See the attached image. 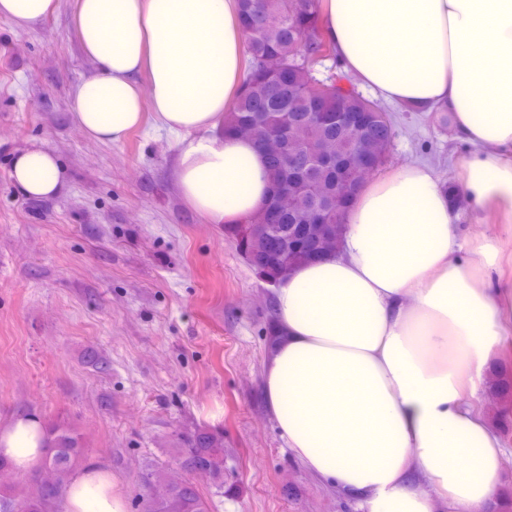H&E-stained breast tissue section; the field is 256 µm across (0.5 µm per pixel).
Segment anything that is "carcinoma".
Wrapping results in <instances>:
<instances>
[{
	"label": "carcinoma",
	"mask_w": 512,
	"mask_h": 512,
	"mask_svg": "<svg viewBox=\"0 0 512 512\" xmlns=\"http://www.w3.org/2000/svg\"><path fill=\"white\" fill-rule=\"evenodd\" d=\"M321 0H238V19L247 37V60L241 92L224 115V130L250 124L259 134L275 127L292 131L298 140L312 139L336 157V164L327 165L307 156L285 160L280 167H268L271 184L270 199L280 187L293 192L300 181L319 183L322 194L313 198L297 195L281 209L276 224L266 223V211L249 219L251 232L239 237L238 226L227 227L242 251L262 278L276 282L292 265L303 261L316 245L337 247L344 226V213L354 199L350 194L354 182L356 151L374 158L377 166L387 159L392 126L379 105L356 92L350 77L339 73L327 83V89L314 95L286 82L293 72L304 71L312 85L321 80L316 67L335 52L318 30ZM345 114L364 112L368 116V133L361 141L352 140L348 128L336 121L315 120L310 113ZM317 209L328 211L336 221V234L326 236L321 225L309 219ZM492 409L501 426L512 428V373L494 378ZM48 453L41 471L31 483L17 490L6 488L7 497L0 505L17 512H56L64 482L82 456L78 438L58 427H46ZM189 447L183 454L185 471L219 477L224 471V438L199 432L187 437ZM148 496L144 512H207L200 489L193 482L158 468L147 474Z\"/></svg>",
	"instance_id": "carcinoma-1"
}]
</instances>
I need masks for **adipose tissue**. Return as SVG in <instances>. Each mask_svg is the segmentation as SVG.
I'll use <instances>...</instances> for the list:
<instances>
[{
	"mask_svg": "<svg viewBox=\"0 0 512 512\" xmlns=\"http://www.w3.org/2000/svg\"><path fill=\"white\" fill-rule=\"evenodd\" d=\"M60 0H0L20 29ZM343 72L382 100L448 112L472 145L455 172L475 224H512V0H322ZM72 34L91 69L70 88L87 138L121 143L152 118L178 135L176 186L211 224H240L268 196L251 141L224 135L246 36L236 0H73ZM27 199L59 195L44 145L17 150ZM340 250L289 268L275 290L281 336L264 372L268 409L302 467L350 512H487L507 450L475 402L512 343L502 243L463 236L432 167L411 163L366 185ZM45 429L21 413L0 426V464L25 475ZM67 512H128L103 466L76 471Z\"/></svg>",
	"mask_w": 512,
	"mask_h": 512,
	"instance_id": "1",
	"label": "adipose tissue"
}]
</instances>
